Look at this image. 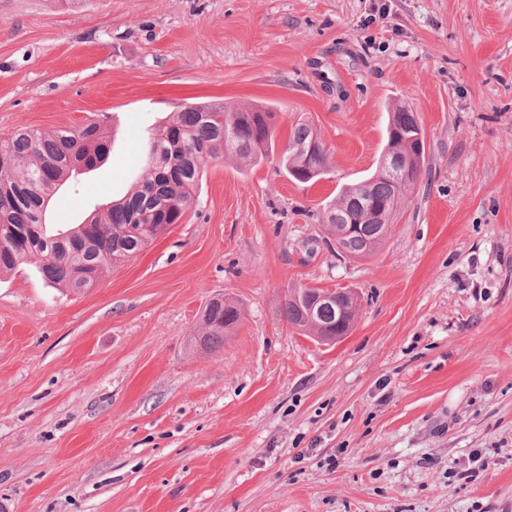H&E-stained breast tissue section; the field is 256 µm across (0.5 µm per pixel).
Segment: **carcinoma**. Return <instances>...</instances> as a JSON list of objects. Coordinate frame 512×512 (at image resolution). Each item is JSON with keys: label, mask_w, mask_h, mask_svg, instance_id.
Wrapping results in <instances>:
<instances>
[{"label": "carcinoma", "mask_w": 512, "mask_h": 512, "mask_svg": "<svg viewBox=\"0 0 512 512\" xmlns=\"http://www.w3.org/2000/svg\"><path fill=\"white\" fill-rule=\"evenodd\" d=\"M274 133L275 113L267 106L183 105L148 137L144 174L133 189L109 203L104 212L92 213L83 223L56 233L45 222L50 199L74 173L103 161L109 131L91 122L51 136L30 129L0 138V274L24 262H39L43 277L51 284L74 293L86 291L101 269L133 259L182 222L208 163L233 157L246 166H256L273 148ZM387 147L411 156L413 180H418L425 141L416 113L393 108ZM282 163L290 176L308 171L314 173V181L331 168L321 137L308 125L290 134ZM409 192L408 188L397 192L377 169L367 180L340 188L319 221L344 252L368 257L383 244ZM396 196L399 206L383 216L384 223L368 219L365 205H385ZM338 213L357 225L351 234L339 233ZM323 292L314 286L294 289L281 316L298 330L341 339L351 331L355 312L341 314L334 307L308 316L310 301ZM240 317V309L224 297L210 300L201 314L199 347L214 351Z\"/></svg>", "instance_id": "1"}]
</instances>
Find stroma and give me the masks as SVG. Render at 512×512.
<instances>
[{
  "label": "stroma",
  "instance_id": "stroma-1",
  "mask_svg": "<svg viewBox=\"0 0 512 512\" xmlns=\"http://www.w3.org/2000/svg\"><path fill=\"white\" fill-rule=\"evenodd\" d=\"M212 100L270 105L267 160L208 164L182 223L85 293L0 275V512H512V0H0V137L111 132L51 227ZM397 104L425 166L352 257L317 217L374 173ZM299 124L329 179L281 164ZM304 284L357 292L348 336L281 318ZM218 294L242 316L206 354Z\"/></svg>",
  "mask_w": 512,
  "mask_h": 512
}]
</instances>
